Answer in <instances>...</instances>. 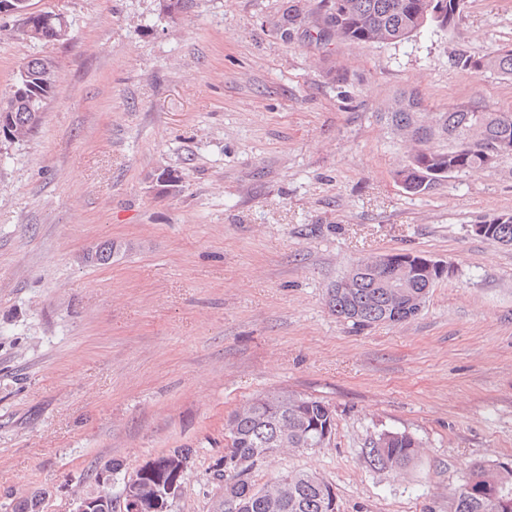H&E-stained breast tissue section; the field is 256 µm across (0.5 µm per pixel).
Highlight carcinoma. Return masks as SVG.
Segmentation results:
<instances>
[{
	"label": "carcinoma",
	"mask_w": 512,
	"mask_h": 512,
	"mask_svg": "<svg viewBox=\"0 0 512 512\" xmlns=\"http://www.w3.org/2000/svg\"><path fill=\"white\" fill-rule=\"evenodd\" d=\"M15 4L23 17V33L32 41H50L49 28L39 16ZM325 8L324 27L318 36H334L353 44L398 43L428 24L449 29L462 20L467 0H319ZM458 64L470 72H494L512 80V47L503 46L482 56H465ZM57 81L54 65L32 58L20 66L8 100L0 104V140L13 141L31 135L40 124L41 109ZM423 100L416 93H402L387 114L394 132L403 137L405 129L425 134L416 142L405 164L396 171L403 190L423 195L452 173L490 169L497 160L512 155V113L489 106H450L422 119ZM485 237L503 245L512 243V214L501 213L484 220ZM388 267L368 269L354 286L340 294H328V305L336 317L354 326L403 323L421 311L413 299L428 292L413 280L406 293L397 294L378 286ZM336 411L312 396L294 398L284 390L257 394L235 411L224 433V457L235 459L239 470L233 477L214 471L222 485L220 512H329L334 494L322 478L307 471H291L264 484L252 480L253 470L283 448L305 449L319 433L333 429ZM192 450L177 448L155 457L158 468L146 472L142 484L146 494H167L168 487L182 486L190 470ZM374 469L403 471L415 465L420 443L410 433L382 431L362 449ZM451 512H512V467L474 465L468 479L454 490Z\"/></svg>",
	"instance_id": "carcinoma-1"
}]
</instances>
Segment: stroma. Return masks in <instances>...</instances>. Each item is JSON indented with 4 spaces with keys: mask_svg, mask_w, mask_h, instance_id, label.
<instances>
[{
    "mask_svg": "<svg viewBox=\"0 0 512 512\" xmlns=\"http://www.w3.org/2000/svg\"><path fill=\"white\" fill-rule=\"evenodd\" d=\"M72 41L0 15V98L26 59L58 75L37 133L0 142V512L39 490L71 512L113 464L189 448L172 512H213L228 416L288 390L336 411L330 443L253 474L304 470L338 512H449L473 464L512 465V157L426 194L384 105L512 112V81L455 60L512 46V0H468L400 43L317 39L315 0H30ZM299 10L289 18V6ZM111 242L107 264L84 256ZM411 250L449 275L413 319L356 329L327 304L364 258ZM422 443L401 473L362 450ZM9 14H18L19 16H23V33L26 35L31 41H63V40H70L71 39V31L70 27L68 26L67 31L64 32L62 37L60 39H53L52 35L49 34V29L46 24L44 23L43 19L40 16H33L32 14H29L27 12L23 11H15L10 12ZM41 32L42 34L40 36H35L30 34L29 32ZM484 224H490L488 232H486V226ZM475 233L497 241L503 245L509 244L512 245V214L511 213H501L496 216H493L490 219H486L481 222V224L474 225ZM507 239V240H505ZM419 448V441L410 433L382 431L363 448L362 454L374 469L403 471L416 464Z\"/></svg>",
    "mask_w": 512,
    "mask_h": 512,
    "instance_id": "stroma-1",
    "label": "stroma"
}]
</instances>
